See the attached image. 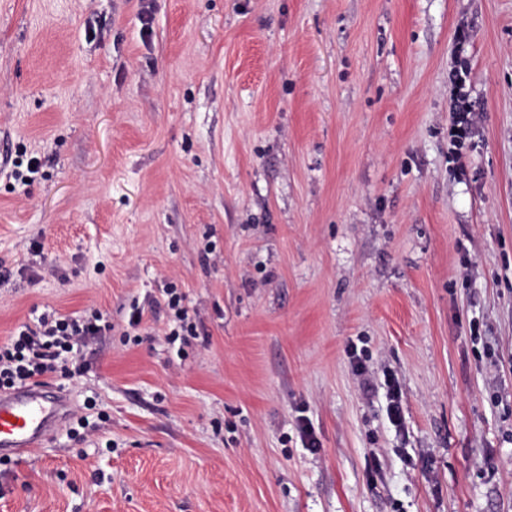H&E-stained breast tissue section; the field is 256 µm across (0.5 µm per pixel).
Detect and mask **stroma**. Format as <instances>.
Wrapping results in <instances>:
<instances>
[{
  "mask_svg": "<svg viewBox=\"0 0 512 512\" xmlns=\"http://www.w3.org/2000/svg\"><path fill=\"white\" fill-rule=\"evenodd\" d=\"M4 270L112 329L0 512H512V0H0ZM167 295L168 307L174 311L173 322L175 323L167 336H185L184 333L195 336L192 326L187 323V312L182 306V296L173 289L169 290Z\"/></svg>",
  "mask_w": 512,
  "mask_h": 512,
  "instance_id": "35a3bbf8",
  "label": "stroma"
}]
</instances>
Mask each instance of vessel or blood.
I'll use <instances>...</instances> for the list:
<instances>
[{
  "instance_id": "b4317fda",
  "label": "vessel or blood",
  "mask_w": 512,
  "mask_h": 512,
  "mask_svg": "<svg viewBox=\"0 0 512 512\" xmlns=\"http://www.w3.org/2000/svg\"><path fill=\"white\" fill-rule=\"evenodd\" d=\"M66 396L42 383L0 396V454L24 458L46 440L64 416Z\"/></svg>"
}]
</instances>
